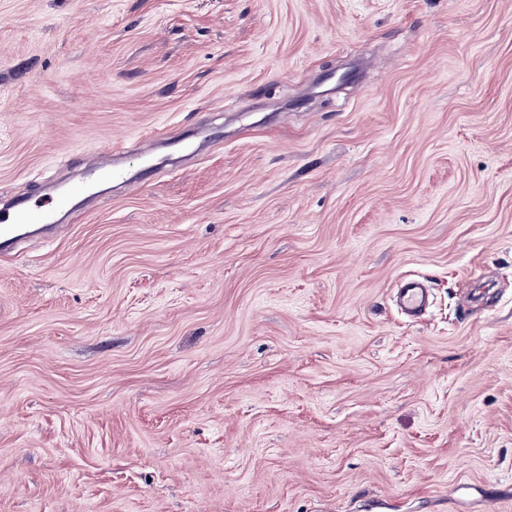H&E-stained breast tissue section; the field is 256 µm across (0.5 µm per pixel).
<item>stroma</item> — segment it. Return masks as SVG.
<instances>
[{"instance_id":"1","label":"stroma","mask_w":512,"mask_h":512,"mask_svg":"<svg viewBox=\"0 0 512 512\" xmlns=\"http://www.w3.org/2000/svg\"><path fill=\"white\" fill-rule=\"evenodd\" d=\"M122 143L0 255V512H512V0H0V194ZM120 152L121 148L118 146L112 147L111 145L109 148H107L105 154L108 156V158L106 157L105 162L94 169L93 176L94 178H100L111 182H120L121 184H124L128 191H132L141 185V182L144 179L142 176L150 173L152 170L149 172L141 173L138 177H133L123 168L119 166H113L112 155L115 156ZM396 300L404 314L422 315L429 308L431 293L420 276L406 275L399 280Z\"/></svg>"}]
</instances>
